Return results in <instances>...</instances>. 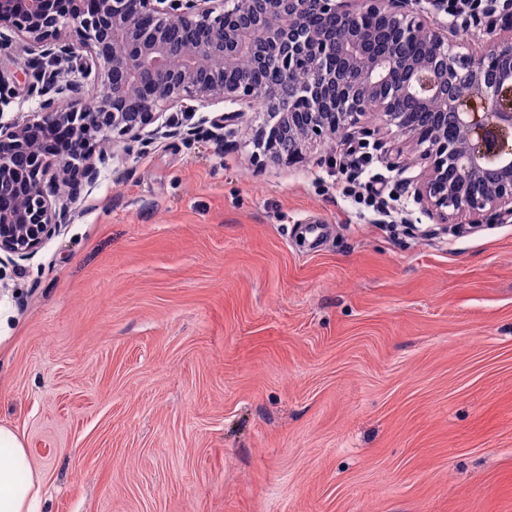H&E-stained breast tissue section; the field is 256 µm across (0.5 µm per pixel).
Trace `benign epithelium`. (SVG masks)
<instances>
[{"label": "benign epithelium", "mask_w": 512, "mask_h": 512, "mask_svg": "<svg viewBox=\"0 0 512 512\" xmlns=\"http://www.w3.org/2000/svg\"><path fill=\"white\" fill-rule=\"evenodd\" d=\"M475 27L478 51L452 36ZM176 29H204L173 70ZM512 0H0V52L30 55L21 79L37 99L32 118L0 121V265L35 256L70 223L71 205L122 146L131 156L152 137L222 139L223 129L262 103L255 141L263 154L297 164L309 141L374 138L380 130L419 150L416 203L438 224L512 220ZM419 31L425 47L405 51ZM338 53L340 66H320ZM241 56L272 81L231 76ZM232 106L206 126L180 121L185 101ZM424 117L412 122L402 108ZM373 117L369 127L363 119ZM65 169L67 176L58 175ZM492 178L496 189L475 186Z\"/></svg>", "instance_id": "benign-epithelium-1"}]
</instances>
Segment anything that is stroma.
Here are the masks:
<instances>
[{"label": "stroma", "mask_w": 512, "mask_h": 512, "mask_svg": "<svg viewBox=\"0 0 512 512\" xmlns=\"http://www.w3.org/2000/svg\"><path fill=\"white\" fill-rule=\"evenodd\" d=\"M261 121L117 157L7 268L41 512H512V223H434L389 134L258 162Z\"/></svg>", "instance_id": "stroma-1"}]
</instances>
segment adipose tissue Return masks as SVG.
Segmentation results:
<instances>
[{"instance_id": "adipose-tissue-1", "label": "adipose tissue", "mask_w": 512, "mask_h": 512, "mask_svg": "<svg viewBox=\"0 0 512 512\" xmlns=\"http://www.w3.org/2000/svg\"><path fill=\"white\" fill-rule=\"evenodd\" d=\"M0 512H39L41 480L30 474L28 453L22 436L15 430L0 426Z\"/></svg>"}]
</instances>
